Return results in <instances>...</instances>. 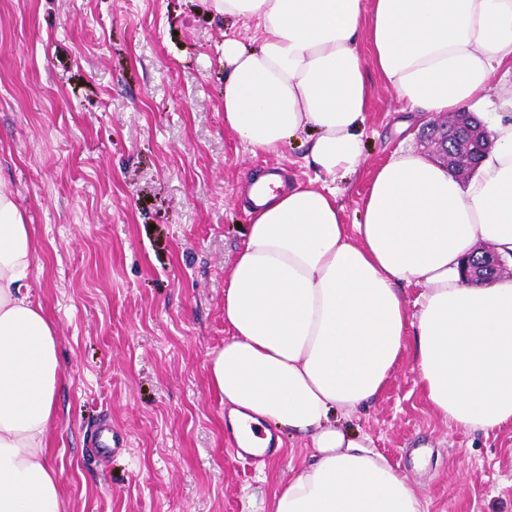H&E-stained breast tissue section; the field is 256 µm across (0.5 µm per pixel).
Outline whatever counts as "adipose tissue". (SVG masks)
<instances>
[{
    "label": "adipose tissue",
    "instance_id": "obj_1",
    "mask_svg": "<svg viewBox=\"0 0 512 512\" xmlns=\"http://www.w3.org/2000/svg\"><path fill=\"white\" fill-rule=\"evenodd\" d=\"M209 2L255 24L252 46L224 36L226 128L255 155L310 134L317 179L254 175L276 188L250 207L224 289L230 335L207 360L239 445L263 454L275 425L311 450L259 512H425L415 484L331 417L375 401L409 351L438 416L465 431L512 422V276L461 274L481 248L512 262V95L491 96L512 76V0ZM372 70L419 119L489 108L493 147L468 179L397 152L349 224L334 184L364 158ZM32 258L0 180V512H60L46 444L60 364L53 323L21 291Z\"/></svg>",
    "mask_w": 512,
    "mask_h": 512
}]
</instances>
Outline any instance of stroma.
<instances>
[{
	"instance_id": "stroma-1",
	"label": "stroma",
	"mask_w": 512,
	"mask_h": 512,
	"mask_svg": "<svg viewBox=\"0 0 512 512\" xmlns=\"http://www.w3.org/2000/svg\"><path fill=\"white\" fill-rule=\"evenodd\" d=\"M224 28L205 0H0V178L31 234L24 289L57 330L61 512H252L309 454L285 431L279 451L234 454L207 375L253 173L315 177L307 137L256 157L225 128ZM368 80L365 159L338 183L349 224L379 166L425 151L421 126L396 127L397 93ZM336 424L427 512H512V424L434 414L412 354Z\"/></svg>"
}]
</instances>
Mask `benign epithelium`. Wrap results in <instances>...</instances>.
Instances as JSON below:
<instances>
[{"label":"benign epithelium","mask_w":512,"mask_h":512,"mask_svg":"<svg viewBox=\"0 0 512 512\" xmlns=\"http://www.w3.org/2000/svg\"><path fill=\"white\" fill-rule=\"evenodd\" d=\"M425 137L434 145L441 164L462 177L470 170V166L465 163L466 155L483 154L491 146L486 130L469 112L436 116L429 123ZM504 266L499 256L484 250L481 256L467 262L465 277L490 281L502 272Z\"/></svg>","instance_id":"7a95c632"}]
</instances>
